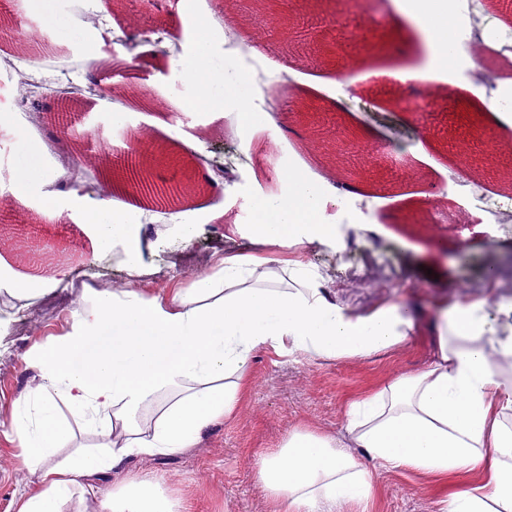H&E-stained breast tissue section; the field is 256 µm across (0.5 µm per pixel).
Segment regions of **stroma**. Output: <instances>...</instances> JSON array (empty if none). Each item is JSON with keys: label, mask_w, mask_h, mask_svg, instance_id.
Returning a JSON list of instances; mask_svg holds the SVG:
<instances>
[{"label": "stroma", "mask_w": 512, "mask_h": 512, "mask_svg": "<svg viewBox=\"0 0 512 512\" xmlns=\"http://www.w3.org/2000/svg\"><path fill=\"white\" fill-rule=\"evenodd\" d=\"M75 0H24L12 16L13 39L0 38V56L14 41H26L37 60L29 71L42 88L77 92L97 80L118 85L117 93L94 97L77 134L94 130L101 150L121 151L127 138L146 132L175 165L150 168L153 188L164 192L183 184L201 185V194L182 208L149 207L132 230L146 270L129 277L123 242L96 250L90 229L68 217L42 211L44 187L25 195L13 223H0V512H17L20 502L39 490L20 465L21 450L8 438L7 424L17 403L42 381L30 362L32 350L64 334L75 308L74 295L103 287L135 290L149 299L189 287L210 269L218 253L263 258L273 254L251 233L253 203L275 196L280 175L300 165L330 184L341 182L336 161L327 155L337 133H356L350 164L356 184L366 190L369 213L351 212V200L327 201L326 219L336 226L331 243H306L280 250L284 261H299L321 276L331 297L365 312L384 303H410L422 314L404 345L368 358L304 359L273 349L258 351L248 364L245 386L234 414L207 428L190 448L154 457L130 456L121 466L88 477L98 492H111L134 477L159 480L179 501L182 512H271L255 481L260 454L277 448L292 429L345 438L350 402L372 394L430 360L433 332L428 316L434 303H461L495 293L512 300V187L472 173L475 198L463 199L444 179L459 166L458 151L471 131L483 132L491 167L512 160V129L501 128L470 102L489 98L486 87L460 71L450 81L400 82L394 71L422 68L420 47H408L413 32L387 0L373 10L363 0H288L292 30L277 31L265 0H236L233 18L241 34L263 26L265 37L240 71L261 67L265 77H294L298 98L282 102L277 114L243 134L246 146L233 161L237 182L219 177L204 156L240 135L228 122L238 106L224 98L219 111L192 112L183 103L192 94L180 63L193 55L197 30L212 31L210 65L223 70L229 57L224 41V0H199L197 8L167 11L156 0H85L94 16L82 36L73 31ZM138 42L132 71L107 75L91 67L95 56L122 57L118 36ZM167 101V111L153 102ZM53 111V97H42ZM370 130L362 138L361 130ZM35 146L46 169H60L65 140L49 122L0 125V205L14 202L13 176L22 144ZM133 204L121 171L105 175L91 169L77 191L60 193L62 206L90 207L104 196ZM194 226L183 238L178 223ZM367 241L372 257L392 267L394 281L365 279L353 288L340 284L350 266L351 240ZM69 270L70 288H50L22 298L16 277ZM484 467L439 481L406 470H379L374 476L370 512H435L436 503L454 492L482 485Z\"/></svg>", "instance_id": "35a3bbf8"}]
</instances>
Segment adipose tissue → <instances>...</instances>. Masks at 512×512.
Listing matches in <instances>:
<instances>
[{
	"label": "adipose tissue",
	"instance_id": "1",
	"mask_svg": "<svg viewBox=\"0 0 512 512\" xmlns=\"http://www.w3.org/2000/svg\"><path fill=\"white\" fill-rule=\"evenodd\" d=\"M423 34L432 62L451 59L468 68L456 43L465 23L448 0H402ZM207 28L196 37L194 59L182 74L189 105L212 112L223 86L239 103L242 127L259 124L249 78L233 63L210 69ZM286 192L254 205V236L274 249L336 239L323 207L334 186L303 170L285 172ZM89 226L98 250L127 241L131 277L142 273L130 230L137 209L104 199L73 211ZM416 313L406 306L356 312L329 300L312 268L296 262L234 255L217 259L191 287L172 297H140L134 290L84 292L68 332L31 356L44 381L19 402L10 432L21 464L38 493L18 512H65L78 494H92L84 477L112 471L129 456L153 457L192 447L209 426L231 416L252 355L264 348L310 359L369 357L403 344ZM431 360L377 392L350 403L346 432L383 469L437 478L489 462L482 486L441 499L437 512H512V332L499 333L483 303L437 310ZM67 461L48 466L59 449ZM256 478L273 512H369L373 473L339 439L294 429L281 446L262 454ZM101 512H179L157 481L135 478L100 498Z\"/></svg>",
	"mask_w": 512,
	"mask_h": 512
}]
</instances>
